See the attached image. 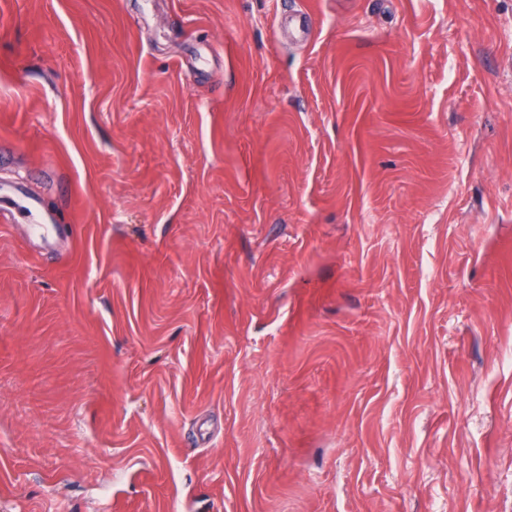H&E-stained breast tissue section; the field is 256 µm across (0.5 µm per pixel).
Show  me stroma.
Here are the masks:
<instances>
[{
	"label": "stroma",
	"mask_w": 512,
	"mask_h": 512,
	"mask_svg": "<svg viewBox=\"0 0 512 512\" xmlns=\"http://www.w3.org/2000/svg\"><path fill=\"white\" fill-rule=\"evenodd\" d=\"M2 148L0 512H512V0H0ZM11 200L13 204L20 206L29 213H35L39 218V222L35 224V226L44 234L49 235L53 224H55V220L53 216L42 210L38 201L18 193H13Z\"/></svg>",
	"instance_id": "1"
}]
</instances>
